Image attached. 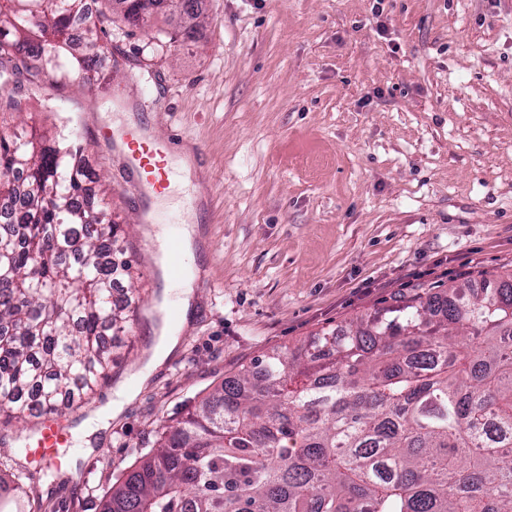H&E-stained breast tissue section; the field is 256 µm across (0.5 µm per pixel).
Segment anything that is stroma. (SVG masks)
Returning a JSON list of instances; mask_svg holds the SVG:
<instances>
[{
  "label": "stroma",
  "instance_id": "obj_1",
  "mask_svg": "<svg viewBox=\"0 0 512 512\" xmlns=\"http://www.w3.org/2000/svg\"><path fill=\"white\" fill-rule=\"evenodd\" d=\"M191 40L107 29L112 88L0 85V133L77 135L124 224L141 301L78 426L132 382L168 326L158 229L199 231L179 344L95 450L28 468L39 512H99L142 449L242 365L395 305L420 285L512 272V0H199ZM177 135L190 177L144 205L114 134ZM39 419L0 415L12 479Z\"/></svg>",
  "mask_w": 512,
  "mask_h": 512
}]
</instances>
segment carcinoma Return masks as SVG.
<instances>
[{"label":"carcinoma","instance_id":"cac0c4a2","mask_svg":"<svg viewBox=\"0 0 512 512\" xmlns=\"http://www.w3.org/2000/svg\"><path fill=\"white\" fill-rule=\"evenodd\" d=\"M84 0H0V77L81 78L99 88L105 54L70 50ZM196 0H101L85 42L119 16L148 32L161 7L191 25ZM80 144L0 135L4 175L28 173L24 210L0 235V415H54L112 368L105 336L124 329L102 263L119 225L77 199ZM24 502L0 477V512ZM100 512H512V275L474 289L415 293L242 366L167 427L100 502Z\"/></svg>","mask_w":512,"mask_h":512}]
</instances>
